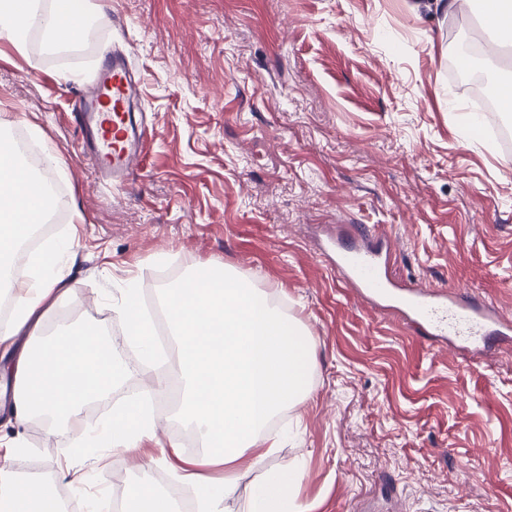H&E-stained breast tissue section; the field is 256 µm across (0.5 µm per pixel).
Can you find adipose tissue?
<instances>
[{"mask_svg": "<svg viewBox=\"0 0 512 512\" xmlns=\"http://www.w3.org/2000/svg\"><path fill=\"white\" fill-rule=\"evenodd\" d=\"M483 27L497 45L512 44V0H477ZM89 0H0V41L25 49L32 31L59 48L73 47L72 35L86 29ZM51 207L32 177L22 175L9 135L0 131V271H5L33 225L43 223ZM69 240L48 243L17 281L10 326L0 333V354L15 360L0 384V403L15 422L46 420L55 432L72 433L76 448H108L119 455L155 438L149 410L127 401L111 419L73 432L72 419L82 404L120 385L127 375L121 358L104 359L105 341L97 332L48 336L43 318L68 292ZM160 305L179 347L183 393L177 415L210 448L209 464L222 477L171 465L188 485L199 512H227L237 491V472L249 452H277L280 438L269 424L283 408L311 393L316 369L315 343L271 295L230 267L203 263L163 289ZM119 317L131 325L129 344L151 357L154 331L139 321L133 283L119 288ZM25 335L22 349L13 338ZM21 450L15 437L0 435V512H59L57 500L37 481L15 477L11 461ZM299 473L283 468L262 474L247 500V512H310L298 500Z\"/></svg>", "mask_w": 512, "mask_h": 512, "instance_id": "adipose-tissue-1", "label": "adipose tissue"}]
</instances>
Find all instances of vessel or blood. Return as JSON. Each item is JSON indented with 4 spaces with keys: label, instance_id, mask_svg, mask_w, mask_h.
Wrapping results in <instances>:
<instances>
[{
    "label": "vessel or blood",
    "instance_id": "obj_1",
    "mask_svg": "<svg viewBox=\"0 0 512 512\" xmlns=\"http://www.w3.org/2000/svg\"><path fill=\"white\" fill-rule=\"evenodd\" d=\"M91 90L76 108L86 129L85 159L99 178L125 179L141 162V133L130 120L136 82L124 55H107L90 75ZM390 239L357 233L327 237L321 254L332 270L375 307L400 315L422 337H439L461 348L491 347L512 339V318L494 305L476 304L456 292L425 291L388 274Z\"/></svg>",
    "mask_w": 512,
    "mask_h": 512
}]
</instances>
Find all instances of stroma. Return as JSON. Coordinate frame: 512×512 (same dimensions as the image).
Segmentation results:
<instances>
[{
  "label": "stroma",
  "mask_w": 512,
  "mask_h": 512,
  "mask_svg": "<svg viewBox=\"0 0 512 512\" xmlns=\"http://www.w3.org/2000/svg\"><path fill=\"white\" fill-rule=\"evenodd\" d=\"M93 42L0 43V115L53 145L65 204L50 236L73 238L72 296L45 330L113 336L117 281L156 289L223 263L275 295L315 340L310 396L273 426L278 452L238 473L243 512L259 473L300 471L313 512H512V343L464 353L417 336L358 298L320 256L326 225L396 239V281L465 288L512 316V143L466 127L471 101L449 68L481 27L417 0H94ZM139 76L143 167L121 184L81 158L73 110L102 54ZM0 407L19 435L17 474L37 463L54 495L71 437ZM185 424L170 415L135 453L83 455L90 489L113 466L151 472Z\"/></svg>",
  "instance_id": "1"
}]
</instances>
